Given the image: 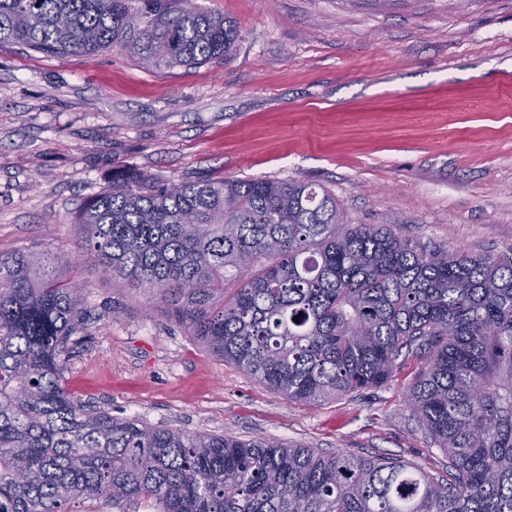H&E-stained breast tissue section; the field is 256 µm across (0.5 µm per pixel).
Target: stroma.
Returning a JSON list of instances; mask_svg holds the SVG:
<instances>
[{
	"label": "stroma",
	"instance_id": "1",
	"mask_svg": "<svg viewBox=\"0 0 512 512\" xmlns=\"http://www.w3.org/2000/svg\"><path fill=\"white\" fill-rule=\"evenodd\" d=\"M194 3L237 24L229 59L148 69L125 52L0 46V254L34 252L69 275L76 216L117 169L318 183L348 223L512 252V0ZM80 261L90 318L64 373L78 401L444 474L447 453L405 398L425 361L375 389L291 402Z\"/></svg>",
	"mask_w": 512,
	"mask_h": 512
}]
</instances>
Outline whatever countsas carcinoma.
<instances>
[{
    "label": "carcinoma",
    "mask_w": 512,
    "mask_h": 512,
    "mask_svg": "<svg viewBox=\"0 0 512 512\" xmlns=\"http://www.w3.org/2000/svg\"><path fill=\"white\" fill-rule=\"evenodd\" d=\"M0 0V44L55 55L129 52L149 68L232 54V21L192 0ZM77 252L142 288L211 354L290 401L406 392L448 474L390 457L154 426L63 386L87 322L81 273L0 256V512H512V256L427 250L346 222L322 185L112 175L76 221ZM236 287L226 288L229 279ZM298 320H293V317Z\"/></svg>",
    "instance_id": "cac0c4a2"
}]
</instances>
